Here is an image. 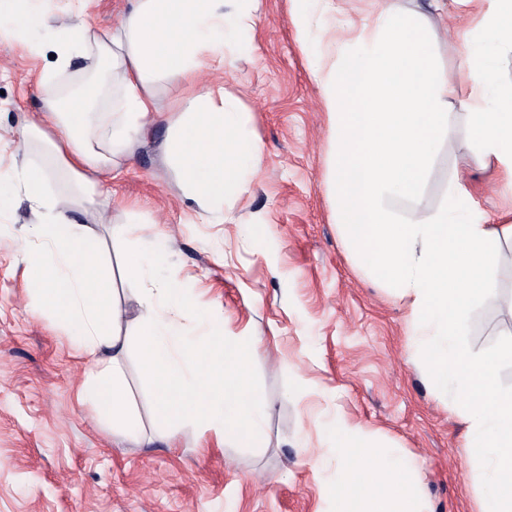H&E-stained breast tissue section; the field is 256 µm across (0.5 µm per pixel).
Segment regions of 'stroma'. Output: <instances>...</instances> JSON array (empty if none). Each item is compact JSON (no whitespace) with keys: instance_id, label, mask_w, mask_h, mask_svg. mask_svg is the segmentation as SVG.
Instances as JSON below:
<instances>
[{"instance_id":"stroma-1","label":"stroma","mask_w":512,"mask_h":512,"mask_svg":"<svg viewBox=\"0 0 512 512\" xmlns=\"http://www.w3.org/2000/svg\"><path fill=\"white\" fill-rule=\"evenodd\" d=\"M130 0H49L50 15L84 14L104 31ZM478 16L475 6L427 12L444 65H458L451 44ZM244 51H225L224 65L199 86L223 85L238 100L245 131L261 138L262 165L248 193L224 204V220L205 224L182 199L157 145L183 89L156 84L165 116L152 145L100 176L95 204L73 194L68 172L20 147L19 130L48 92L40 77L54 59L0 44V161L27 155L43 162L48 186L70 196L74 215L111 261L115 299L127 321L140 318L142 281L124 267L145 227L171 235L152 275L186 289L199 312L213 313L228 336H260L253 387L268 406L256 448L217 447L190 424L174 433L154 428L152 388L137 347L121 366L137 406L142 438L113 432L79 392L90 363L69 330L39 308L23 246H35L34 215L19 201L0 236V512H329L323 484L336 470L325 448L327 425L341 414L376 441L415 457L426 512H480L486 493L465 446L466 425L423 377L407 299L371 281L346 249L324 183L330 150L327 114L296 41L290 0H260L259 21L243 32ZM455 134L443 145L422 194L438 206L460 178L473 194L474 219L512 224V197L501 195L492 169L472 163L465 118L451 105ZM508 321L474 307L468 342L474 351L498 343ZM321 449L322 469L307 448Z\"/></svg>"}]
</instances>
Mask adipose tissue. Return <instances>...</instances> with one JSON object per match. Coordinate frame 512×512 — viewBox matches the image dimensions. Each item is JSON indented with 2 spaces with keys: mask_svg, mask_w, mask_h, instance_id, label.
Here are the masks:
<instances>
[{
  "mask_svg": "<svg viewBox=\"0 0 512 512\" xmlns=\"http://www.w3.org/2000/svg\"><path fill=\"white\" fill-rule=\"evenodd\" d=\"M45 2L0 0V41L34 53L52 43L54 72L82 60L106 65L109 81L48 94L42 112L21 128V142L47 146L78 193L93 197L99 174L148 144L161 117L154 87L175 79L185 92L174 103L177 117L161 152L182 197L208 221L223 212L225 199L248 192L262 143L240 132L236 98L220 86L204 93L196 86L237 33L254 27L259 0H134L100 35L78 15L49 26ZM291 2L296 39L327 114L328 189L343 240L371 278L409 298L427 377L465 420L471 456L492 488L481 512H512V386L500 377L512 361V336L481 352L466 340L472 308L496 289L492 273L507 259L501 245L512 242V224L473 220L472 194L457 179L439 207L420 205L436 155L454 136L453 101L483 166L493 167L501 191L512 195V83L501 78V61L512 54V0H485L478 25L493 40L454 68L437 62L422 13L387 0L355 36L332 46L312 19L335 11L334 0ZM17 193L37 215L39 244L24 260L38 279V303L75 322L71 342L95 366L82 401L113 429L135 434L121 368L134 342L154 387L157 426L193 423L221 442L253 444L266 416L250 393L260 337H228L213 326L190 333L191 300L169 283L142 289L143 315L126 323L112 270L85 226L70 217V197L49 193L42 167L28 158L0 178V213ZM398 199L409 209L395 210ZM326 440L340 464L324 484L334 512H424L414 460L379 446L345 418L329 427Z\"/></svg>",
  "mask_w": 512,
  "mask_h": 512,
  "instance_id": "ef3b65f1",
  "label": "adipose tissue"
}]
</instances>
